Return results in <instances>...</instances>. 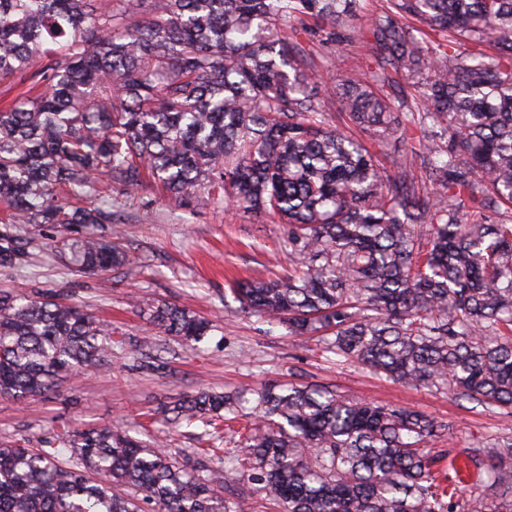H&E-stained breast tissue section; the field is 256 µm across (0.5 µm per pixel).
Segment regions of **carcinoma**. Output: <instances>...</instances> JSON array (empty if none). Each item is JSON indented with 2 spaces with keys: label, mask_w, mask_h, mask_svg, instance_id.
Here are the masks:
<instances>
[{
  "label": "carcinoma",
  "mask_w": 512,
  "mask_h": 512,
  "mask_svg": "<svg viewBox=\"0 0 512 512\" xmlns=\"http://www.w3.org/2000/svg\"><path fill=\"white\" fill-rule=\"evenodd\" d=\"M0 0V78L33 95L0 106V267L29 258L22 226H53L83 274L127 264L100 179L149 174L183 202L288 225L283 279L231 289L248 312L339 362L443 389L512 416V0ZM362 43L334 92L336 48ZM409 91L393 95L390 89ZM369 138L390 158L379 162ZM153 335L200 343L206 318L141 300ZM112 328L54 296L0 290V397L50 392L106 365ZM250 404L230 461L233 499L166 450L110 426L57 445L0 444V512H512L460 497L495 485L512 439L464 467L431 448L444 425L321 386L201 392L165 412L215 430ZM71 452L59 461L62 449Z\"/></svg>",
  "instance_id": "1"
}]
</instances>
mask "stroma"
Wrapping results in <instances>:
<instances>
[{"mask_svg":"<svg viewBox=\"0 0 512 512\" xmlns=\"http://www.w3.org/2000/svg\"><path fill=\"white\" fill-rule=\"evenodd\" d=\"M112 197L122 217L105 225L103 233L123 246L129 265L101 275H75L57 258L54 239L41 236L29 263L0 268V289L63 295L111 323L122 340L112 349L110 365L80 372L56 391L24 401L0 397V443L36 448L68 428L118 425L164 446L187 470L207 471L224 488L241 489L246 480L225 474L210 454L214 448L236 450L238 435L227 430L202 441L198 428L167 423L159 410L201 391L266 383L323 385L347 398L421 411L447 426L434 447L459 454L512 437V417L443 390L403 386L337 362L315 341L288 336L283 326L225 299L233 280L282 278L292 272L287 225L200 197L180 205L149 179L129 190L113 185ZM129 291L192 309L210 319L213 329L196 346L173 336L143 344L146 320L127 303Z\"/></svg>","mask_w":512,"mask_h":512,"instance_id":"obj_1","label":"stroma"}]
</instances>
